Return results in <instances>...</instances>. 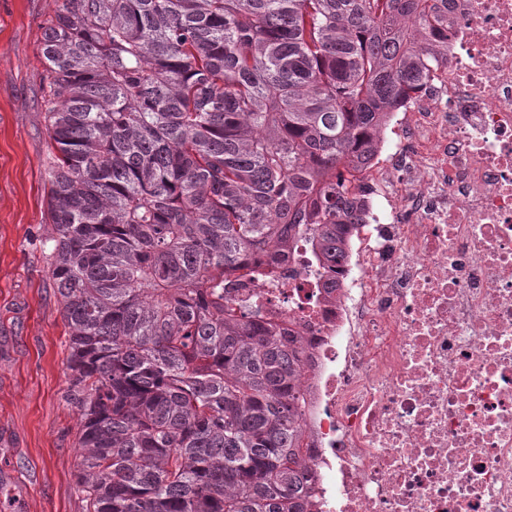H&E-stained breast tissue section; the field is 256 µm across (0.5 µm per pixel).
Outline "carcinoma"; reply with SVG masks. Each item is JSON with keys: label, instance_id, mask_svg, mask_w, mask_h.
I'll list each match as a JSON object with an SVG mask.
<instances>
[{"label": "carcinoma", "instance_id": "obj_1", "mask_svg": "<svg viewBox=\"0 0 512 512\" xmlns=\"http://www.w3.org/2000/svg\"><path fill=\"white\" fill-rule=\"evenodd\" d=\"M40 52L83 512H304L302 340L233 297L344 258L448 0H59Z\"/></svg>", "mask_w": 512, "mask_h": 512}]
</instances>
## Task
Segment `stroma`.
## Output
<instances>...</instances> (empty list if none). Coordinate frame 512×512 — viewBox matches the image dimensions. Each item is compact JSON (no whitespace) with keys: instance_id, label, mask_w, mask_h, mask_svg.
Returning a JSON list of instances; mask_svg holds the SVG:
<instances>
[{"instance_id":"35a3bbf8","label":"stroma","mask_w":512,"mask_h":512,"mask_svg":"<svg viewBox=\"0 0 512 512\" xmlns=\"http://www.w3.org/2000/svg\"><path fill=\"white\" fill-rule=\"evenodd\" d=\"M57 0H0V487L6 512H83L81 416L64 399L68 333L44 249L42 25Z\"/></svg>"}]
</instances>
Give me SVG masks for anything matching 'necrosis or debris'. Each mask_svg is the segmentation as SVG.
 Segmentation results:
<instances>
[{
    "label": "necrosis or debris",
    "mask_w": 512,
    "mask_h": 512,
    "mask_svg": "<svg viewBox=\"0 0 512 512\" xmlns=\"http://www.w3.org/2000/svg\"><path fill=\"white\" fill-rule=\"evenodd\" d=\"M355 193L340 268L247 291L304 341L306 512H512V0H448Z\"/></svg>",
    "instance_id": "obj_1"
}]
</instances>
